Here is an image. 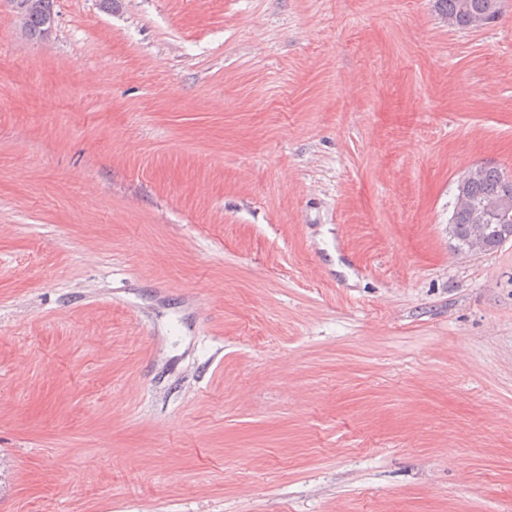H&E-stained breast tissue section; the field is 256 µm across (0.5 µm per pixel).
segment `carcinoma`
Instances as JSON below:
<instances>
[{
    "label": "carcinoma",
    "instance_id": "carcinoma-1",
    "mask_svg": "<svg viewBox=\"0 0 512 512\" xmlns=\"http://www.w3.org/2000/svg\"><path fill=\"white\" fill-rule=\"evenodd\" d=\"M448 22L462 29H475L493 22L501 14L502 0H438ZM14 10L27 38L43 41L50 33L54 0H14ZM512 188L494 166L479 165L464 182L461 201L455 203L453 238L461 246L469 241L474 224H512Z\"/></svg>",
    "mask_w": 512,
    "mask_h": 512
}]
</instances>
